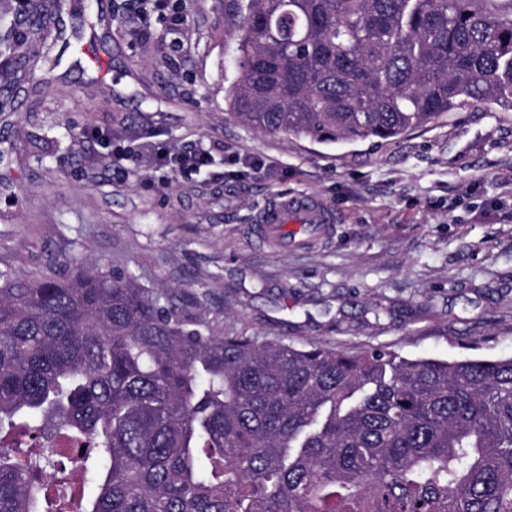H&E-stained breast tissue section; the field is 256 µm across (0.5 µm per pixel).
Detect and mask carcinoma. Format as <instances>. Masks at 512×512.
<instances>
[{"mask_svg": "<svg viewBox=\"0 0 512 512\" xmlns=\"http://www.w3.org/2000/svg\"><path fill=\"white\" fill-rule=\"evenodd\" d=\"M228 111L322 145L512 112V0H226ZM56 12L55 28L44 16ZM25 0L0 112L81 30ZM79 486L56 483L62 458ZM0 512H512V357L406 359L202 331L94 264L0 282Z\"/></svg>", "mask_w": 512, "mask_h": 512, "instance_id": "carcinoma-1", "label": "carcinoma"}]
</instances>
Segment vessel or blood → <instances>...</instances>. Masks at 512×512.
<instances>
[{
	"label": "vessel or blood",
	"instance_id": "vessel-or-blood-1",
	"mask_svg": "<svg viewBox=\"0 0 512 512\" xmlns=\"http://www.w3.org/2000/svg\"><path fill=\"white\" fill-rule=\"evenodd\" d=\"M334 221L332 210L315 197L282 196L260 208L255 218V231L267 242L284 245L288 242V230L295 226L311 224L323 233Z\"/></svg>",
	"mask_w": 512,
	"mask_h": 512
}]
</instances>
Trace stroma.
<instances>
[{"mask_svg": "<svg viewBox=\"0 0 512 512\" xmlns=\"http://www.w3.org/2000/svg\"><path fill=\"white\" fill-rule=\"evenodd\" d=\"M114 2L111 28L97 31L105 70L59 67L0 114V276L27 285L92 262L224 333L405 358L512 356V112L469 106L373 144L261 134L226 110L224 0H181L178 39L150 0ZM119 145L211 154L198 169L143 172L112 163ZM251 156L265 172H249ZM290 195L318 197L336 222L328 236L303 227L297 245L267 246L254 214Z\"/></svg>", "mask_w": 512, "mask_h": 512, "instance_id": "stroma-1", "label": "stroma"}]
</instances>
